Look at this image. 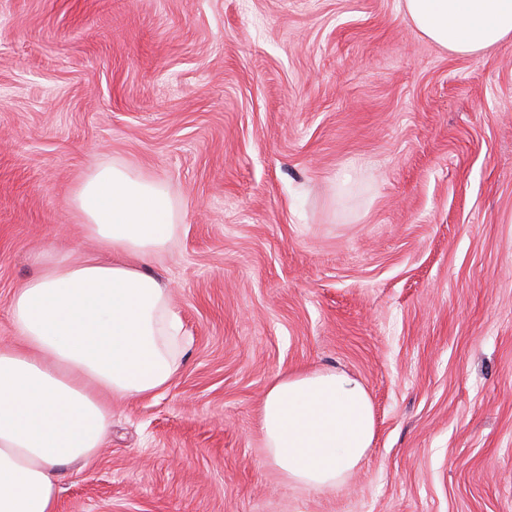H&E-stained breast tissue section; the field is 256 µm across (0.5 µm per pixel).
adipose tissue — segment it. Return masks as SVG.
I'll use <instances>...</instances> for the list:
<instances>
[{
    "label": "adipose tissue",
    "mask_w": 512,
    "mask_h": 512,
    "mask_svg": "<svg viewBox=\"0 0 512 512\" xmlns=\"http://www.w3.org/2000/svg\"><path fill=\"white\" fill-rule=\"evenodd\" d=\"M425 39L474 57L512 39V0H400ZM102 256H40L12 296L16 343L0 344V512H56L59 468L91 463L109 435L112 399L165 389L183 321L164 282L146 272L177 226L162 182L104 165L75 197ZM268 454L289 481L335 487L375 436L371 398L336 370L290 372L260 408Z\"/></svg>",
    "instance_id": "obj_1"
}]
</instances>
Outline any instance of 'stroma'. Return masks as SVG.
<instances>
[{
	"instance_id": "35a3bbf8",
	"label": "stroma",
	"mask_w": 512,
	"mask_h": 512,
	"mask_svg": "<svg viewBox=\"0 0 512 512\" xmlns=\"http://www.w3.org/2000/svg\"><path fill=\"white\" fill-rule=\"evenodd\" d=\"M178 214L150 264L186 332L112 400L57 512H512V40L461 58L399 0H0V341L108 164ZM336 369L376 436L336 488L288 482L268 384Z\"/></svg>"
}]
</instances>
